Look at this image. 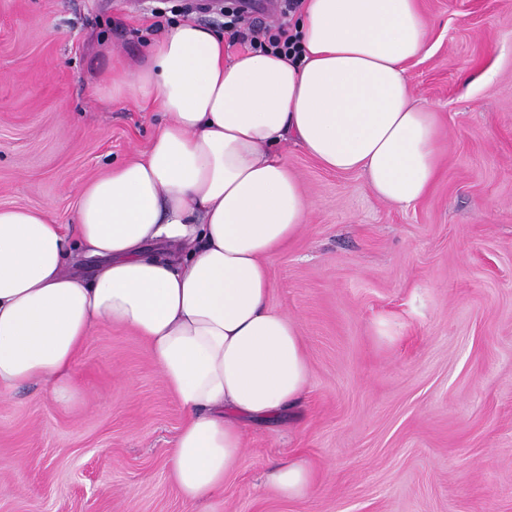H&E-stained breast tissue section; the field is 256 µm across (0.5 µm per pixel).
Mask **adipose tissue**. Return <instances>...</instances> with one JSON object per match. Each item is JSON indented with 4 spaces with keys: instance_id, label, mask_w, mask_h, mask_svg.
<instances>
[{
    "instance_id": "ef3b65f1",
    "label": "adipose tissue",
    "mask_w": 512,
    "mask_h": 512,
    "mask_svg": "<svg viewBox=\"0 0 512 512\" xmlns=\"http://www.w3.org/2000/svg\"><path fill=\"white\" fill-rule=\"evenodd\" d=\"M295 56L224 58V39L187 20L101 78L105 95L166 118L144 156L80 191L72 223L0 207V390L51 384L93 328L131 329L186 418L169 457L190 505L220 492L242 451L240 421L295 404L309 367L297 323L269 302L268 264L309 221L276 147L358 173L407 209L429 191L446 144L410 93L426 45L418 0H301ZM286 460L267 481L286 499L312 483Z\"/></svg>"
}]
</instances>
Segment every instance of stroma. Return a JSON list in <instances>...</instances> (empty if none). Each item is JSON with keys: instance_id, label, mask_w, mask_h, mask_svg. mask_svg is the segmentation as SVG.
<instances>
[{"instance_id": "obj_1", "label": "stroma", "mask_w": 512, "mask_h": 512, "mask_svg": "<svg viewBox=\"0 0 512 512\" xmlns=\"http://www.w3.org/2000/svg\"><path fill=\"white\" fill-rule=\"evenodd\" d=\"M420 5L410 90L447 144L427 195L395 208L280 148L310 206L269 265L308 357L299 402L245 424L223 490L186 505L185 413L143 340L98 326L74 406L0 394V512H512V0ZM187 18L224 29L210 0H0V206L70 223L83 184L147 151L162 113L98 80ZM292 458L314 480L285 500L265 474Z\"/></svg>"}]
</instances>
